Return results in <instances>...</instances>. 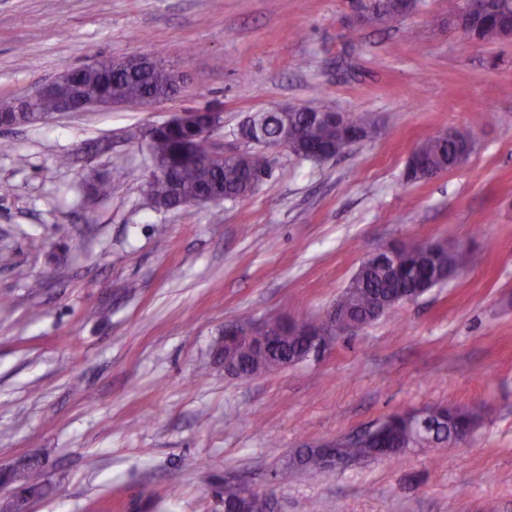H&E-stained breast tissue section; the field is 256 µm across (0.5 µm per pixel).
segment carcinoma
Returning a JSON list of instances; mask_svg holds the SVG:
<instances>
[{
    "instance_id": "1",
    "label": "carcinoma",
    "mask_w": 512,
    "mask_h": 512,
    "mask_svg": "<svg viewBox=\"0 0 512 512\" xmlns=\"http://www.w3.org/2000/svg\"><path fill=\"white\" fill-rule=\"evenodd\" d=\"M505 6L488 12L471 39L492 42L498 30L504 25L512 26V0H504ZM74 79L84 92L95 98L114 97L138 101L152 97L169 98L179 93L175 76L162 66L151 70L130 72L112 65L106 59L94 65H87L73 71ZM211 108H196L189 111L190 120L183 125H156L148 130L141 147L149 158L164 165L169 174L155 177L146 182L145 195L148 203L155 207L177 198L181 206H193L204 196L214 202L236 201L253 194L271 173V162L265 149L279 145L283 132H288V149L301 161H320L343 155L354 146L371 141L376 127L368 120L345 117L344 124L322 112H256L249 118L263 134L255 145L259 150L245 154L244 165L233 160L222 161L213 158L209 138L201 134L194 118L207 117ZM476 143L472 128L464 126L439 130L420 146L421 159L417 170L408 174L414 180L420 178L419 171L434 168L441 172L455 167L458 154L471 150ZM396 253L395 265L366 266L359 279L348 285L349 299L345 315L363 328L376 320L378 304L398 292L412 293L417 288H432L455 278L464 268L468 254L467 247L460 242L446 240L429 243V249L410 251L406 245L393 247ZM282 357L266 354L257 357L240 350H226L224 361L239 364L247 374L254 376L280 369ZM435 421L446 422V433L436 434L429 442L405 418L393 417L386 427L382 444L394 456L405 449L425 444L452 443L457 436L475 423L478 413L460 407L435 405L430 407ZM37 462L26 464L22 470L19 487L24 502L44 493L39 481ZM290 473L297 470L320 471L319 454L313 449L299 454L288 461L285 467Z\"/></svg>"
}]
</instances>
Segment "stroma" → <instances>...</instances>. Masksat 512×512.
Listing matches in <instances>:
<instances>
[{"instance_id":"35a3bbf8","label":"stroma","mask_w":512,"mask_h":512,"mask_svg":"<svg viewBox=\"0 0 512 512\" xmlns=\"http://www.w3.org/2000/svg\"><path fill=\"white\" fill-rule=\"evenodd\" d=\"M448 0L389 26L355 0H0V101L100 58L181 72L148 107L0 128V470L39 460L27 512H224V482L272 512H512V41L447 27ZM326 105L370 144L272 174L218 206L151 208L137 133L213 106L246 151L251 113ZM462 124L461 166L411 180L412 153ZM108 181L96 203L88 187ZM448 238L447 283L320 357L236 378L217 346L242 321L322 319L365 257ZM431 405L478 412L467 443L282 478L302 448Z\"/></svg>"}]
</instances>
